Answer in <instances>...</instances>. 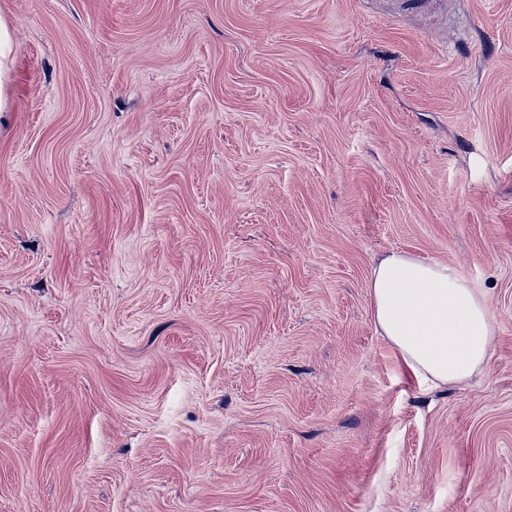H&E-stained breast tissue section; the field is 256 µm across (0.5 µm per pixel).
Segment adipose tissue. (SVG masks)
Instances as JSON below:
<instances>
[{
    "instance_id": "ef3b65f1",
    "label": "adipose tissue",
    "mask_w": 512,
    "mask_h": 512,
    "mask_svg": "<svg viewBox=\"0 0 512 512\" xmlns=\"http://www.w3.org/2000/svg\"><path fill=\"white\" fill-rule=\"evenodd\" d=\"M369 288L377 333L425 387L486 371L496 319L487 293L456 266L393 251L374 264Z\"/></svg>"
}]
</instances>
